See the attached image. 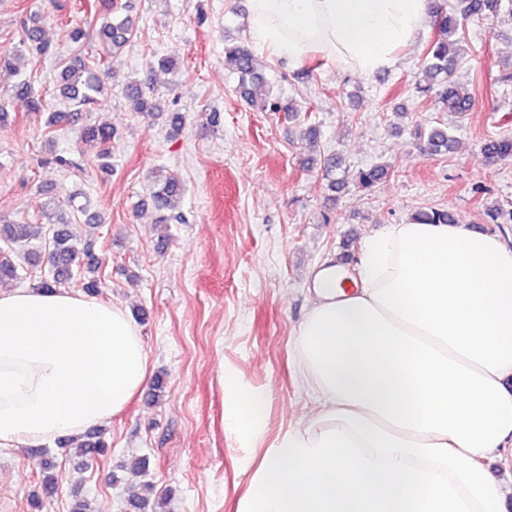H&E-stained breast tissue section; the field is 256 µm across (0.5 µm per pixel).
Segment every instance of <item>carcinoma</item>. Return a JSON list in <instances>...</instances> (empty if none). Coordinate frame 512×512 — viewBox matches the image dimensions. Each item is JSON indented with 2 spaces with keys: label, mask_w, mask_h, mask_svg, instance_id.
<instances>
[{
  "label": "carcinoma",
  "mask_w": 512,
  "mask_h": 512,
  "mask_svg": "<svg viewBox=\"0 0 512 512\" xmlns=\"http://www.w3.org/2000/svg\"><path fill=\"white\" fill-rule=\"evenodd\" d=\"M454 11L455 14L452 16L437 14L436 35L429 44L424 60V73L428 83L418 87V92L424 95L435 93V101L442 110L463 116L471 110L473 100L470 93L454 79L455 62L448 57L449 46L452 40L459 41L465 38L468 26L483 23L489 14H506L512 19V0H457ZM19 27L17 43L8 50L0 51V73L15 72L12 60L26 52L44 57L51 54V44L45 39L42 26L36 23L31 25L22 18L19 20ZM134 35L135 23L129 17L104 23L95 32V37L98 38L107 57L120 54ZM224 65L238 76L237 92L248 104H254V91L264 83V77L256 70L248 46L240 43L224 48ZM104 89V74L101 73L100 67L90 65L80 57L75 58L62 68L61 83L58 86V95L69 105V110L50 113L46 125L56 127L75 120L79 112L97 103L98 96ZM122 93L126 99L134 103L135 111L146 116L155 115L157 106L153 95L145 91L140 83L128 82ZM12 94L25 103L28 111H41L42 102L33 94L27 82L14 84ZM415 135L423 142L420 149L427 154H446L453 142V135L448 132V128L441 126L432 127L427 132L418 128ZM114 136V130L105 125H89L83 130V145L96 153L99 166L104 170H112L109 144ZM483 151L491 158L512 157V138L504 136L489 139L483 145ZM389 174V168L383 165L363 168L357 171L355 182L361 190L370 191ZM184 192L182 182L174 176H167L154 182L150 200L158 213V223L167 224L176 218L175 210ZM413 220L423 224L457 223L452 212L440 208L420 210L414 215ZM69 224V220L61 221L51 229L47 257L51 276L40 281L41 288H59L69 283L74 276V269L80 266V251L74 244L75 236L69 230ZM32 239L34 225L23 221L6 223L0 219V240L4 243L23 248ZM16 278L17 264L7 255L1 257L0 283ZM107 451L108 443L94 434L87 437L78 448L79 455L89 460L102 457Z\"/></svg>",
  "instance_id": "carcinoma-1"
}]
</instances>
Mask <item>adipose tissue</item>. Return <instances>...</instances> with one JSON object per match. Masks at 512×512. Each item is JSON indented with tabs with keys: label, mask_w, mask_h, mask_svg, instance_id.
<instances>
[{
	"label": "adipose tissue",
	"mask_w": 512,
	"mask_h": 512,
	"mask_svg": "<svg viewBox=\"0 0 512 512\" xmlns=\"http://www.w3.org/2000/svg\"><path fill=\"white\" fill-rule=\"evenodd\" d=\"M270 61L317 55L363 75L420 35L430 0H248ZM292 352L315 407L269 448L235 512H512V247L472 225H386L355 274L325 258ZM129 312L64 289L0 292V447L102 426L144 393ZM261 395L234 385L252 439Z\"/></svg>",
	"instance_id": "adipose-tissue-1"
}]
</instances>
